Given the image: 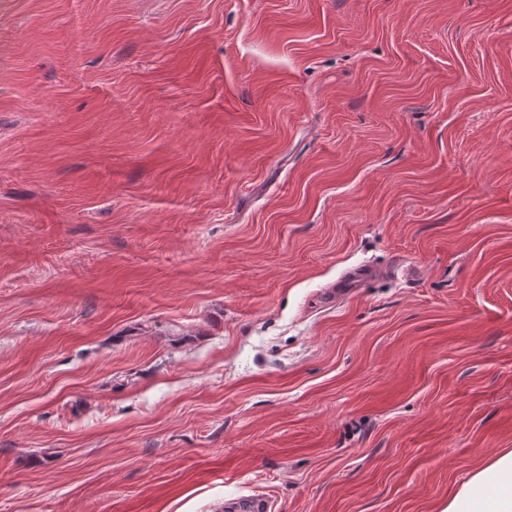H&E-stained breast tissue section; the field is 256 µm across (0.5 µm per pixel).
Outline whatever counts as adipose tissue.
<instances>
[{
	"label": "adipose tissue",
	"instance_id": "adipose-tissue-1",
	"mask_svg": "<svg viewBox=\"0 0 512 512\" xmlns=\"http://www.w3.org/2000/svg\"><path fill=\"white\" fill-rule=\"evenodd\" d=\"M444 512H512V452L475 473L449 497Z\"/></svg>",
	"mask_w": 512,
	"mask_h": 512
}]
</instances>
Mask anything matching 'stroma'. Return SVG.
I'll return each instance as SVG.
<instances>
[{"label":"stroma","mask_w":512,"mask_h":512,"mask_svg":"<svg viewBox=\"0 0 512 512\" xmlns=\"http://www.w3.org/2000/svg\"><path fill=\"white\" fill-rule=\"evenodd\" d=\"M510 450L512 0H0V512H443Z\"/></svg>","instance_id":"obj_1"}]
</instances>
